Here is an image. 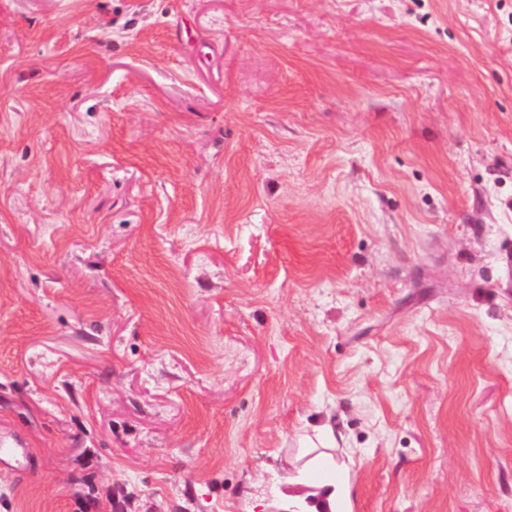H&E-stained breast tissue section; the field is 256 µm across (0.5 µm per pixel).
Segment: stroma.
Segmentation results:
<instances>
[{"label": "stroma", "mask_w": 512, "mask_h": 512, "mask_svg": "<svg viewBox=\"0 0 512 512\" xmlns=\"http://www.w3.org/2000/svg\"><path fill=\"white\" fill-rule=\"evenodd\" d=\"M512 512V0H0V512Z\"/></svg>", "instance_id": "1"}]
</instances>
